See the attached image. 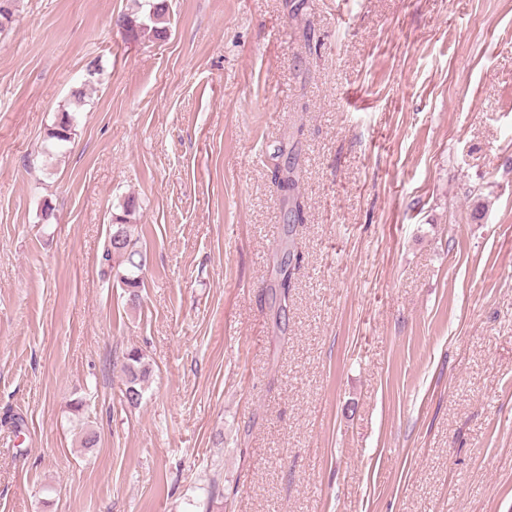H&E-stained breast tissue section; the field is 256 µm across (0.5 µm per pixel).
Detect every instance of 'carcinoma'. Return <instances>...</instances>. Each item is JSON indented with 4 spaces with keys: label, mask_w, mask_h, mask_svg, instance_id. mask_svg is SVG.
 Wrapping results in <instances>:
<instances>
[{
    "label": "carcinoma",
    "mask_w": 512,
    "mask_h": 512,
    "mask_svg": "<svg viewBox=\"0 0 512 512\" xmlns=\"http://www.w3.org/2000/svg\"><path fill=\"white\" fill-rule=\"evenodd\" d=\"M149 6L145 20L139 22L136 19L124 15L118 18V24L126 31L134 33L138 30H147L158 39L164 38L168 32L169 15L166 0H145ZM84 105V92L76 90L71 94L68 106L62 108L56 117V121L47 132V140L55 145H62L71 141L76 132L75 113ZM136 207L135 200L127 199L124 205V215L116 218L111 225L107 242L102 254L101 275L113 279L129 290L130 301L138 299L137 288L141 287L140 273L147 263V253L133 238L130 225L127 224L126 215ZM126 376L125 389L122 391L124 401L136 406L143 399L145 383L149 378V367L144 361V356L137 349H132L126 354L124 364Z\"/></svg>",
    "instance_id": "cac0c4a2"
}]
</instances>
